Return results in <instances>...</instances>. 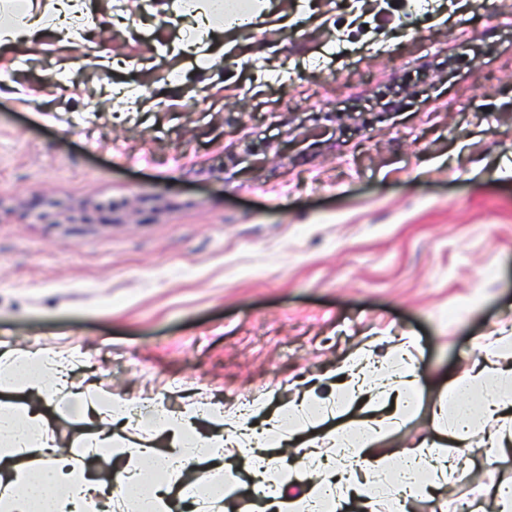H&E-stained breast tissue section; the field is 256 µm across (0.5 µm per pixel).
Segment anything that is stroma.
Masks as SVG:
<instances>
[{
	"label": "stroma",
	"instance_id": "stroma-1",
	"mask_svg": "<svg viewBox=\"0 0 512 512\" xmlns=\"http://www.w3.org/2000/svg\"><path fill=\"white\" fill-rule=\"evenodd\" d=\"M428 2L269 0L205 70L161 0H94L108 68L51 32L1 48L0 348L229 416L332 400L338 365L408 334L418 402L373 452L427 438L437 388L512 328V0ZM493 428L408 512H496ZM247 467L229 512H257Z\"/></svg>",
	"mask_w": 512,
	"mask_h": 512
}]
</instances>
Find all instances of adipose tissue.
Listing matches in <instances>:
<instances>
[{"instance_id":"obj_1","label":"adipose tissue","mask_w":512,"mask_h":512,"mask_svg":"<svg viewBox=\"0 0 512 512\" xmlns=\"http://www.w3.org/2000/svg\"><path fill=\"white\" fill-rule=\"evenodd\" d=\"M175 15L185 18L171 47L192 51L214 35L245 25L263 23L262 0H171ZM89 0H52L50 11L15 8L0 20V47L33 44L45 31L56 32L71 42L84 41L91 28ZM485 359L473 361L468 374L449 380L437 397L448 403V423L412 448L399 451L398 466L373 458L370 449L385 432L398 425L412 410L418 395V379L409 368L385 367L365 349L343 361L337 369L345 388L335 404L299 396L281 407L263 434L249 423L251 411L225 418L215 416L208 434H200L196 422L204 410L187 404L171 411L157 408L149 418L152 433L168 439L167 448L151 440L117 443L112 424L129 419L127 403L95 392L92 386L71 392L70 398L90 426L78 447L58 448L51 432L48 408L65 391L69 363L45 353L0 352V378L24 383V400H0V512H113L115 501L130 503L133 512H171L172 504L184 501L189 512H207L204 501L224 499L218 476L224 471L225 446L250 466L253 485L261 490L265 512H335L349 497L364 501L369 512H405L409 499L434 492L458 466L470 429L482 412L473 406L474 393L493 386L487 411L500 421L490 447L512 446V366L500 365L501 353L512 348V336L483 337ZM389 397L387 414H370L368 428L342 419L345 405L353 399L368 401ZM335 419L332 457L322 455L315 434L297 433V425ZM302 450L304 470L285 467L287 451ZM121 455L125 461L117 485L108 495L91 474L98 459Z\"/></svg>"}]
</instances>
